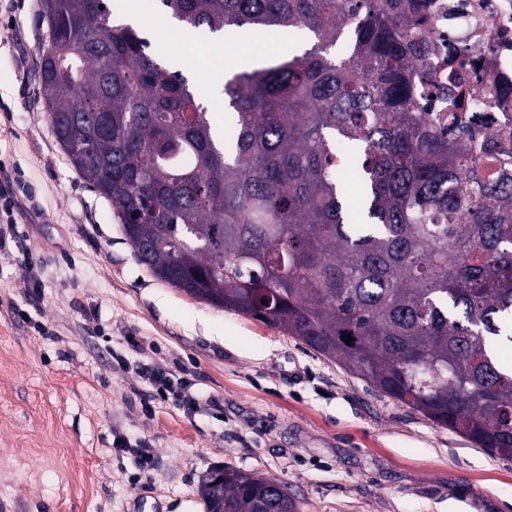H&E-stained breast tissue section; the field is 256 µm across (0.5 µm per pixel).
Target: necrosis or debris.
<instances>
[{
    "mask_svg": "<svg viewBox=\"0 0 512 512\" xmlns=\"http://www.w3.org/2000/svg\"><path fill=\"white\" fill-rule=\"evenodd\" d=\"M429 25L435 56L421 82L426 112L441 114L450 89L467 84L476 91V136L500 132L495 100L499 90L512 88V0H433ZM451 52L458 59L452 71L444 63Z\"/></svg>",
    "mask_w": 512,
    "mask_h": 512,
    "instance_id": "1",
    "label": "necrosis or debris"
}]
</instances>
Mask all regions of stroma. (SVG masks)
Returning a JSON list of instances; mask_svg holds the SVG:
<instances>
[{
	"label": "stroma",
	"instance_id": "stroma-1",
	"mask_svg": "<svg viewBox=\"0 0 512 512\" xmlns=\"http://www.w3.org/2000/svg\"><path fill=\"white\" fill-rule=\"evenodd\" d=\"M45 33L41 0H0V183L18 203L0 256V512H203L221 465L287 483L298 512H512V460L137 261L52 133ZM198 45L256 55L264 40L167 51ZM142 360L191 379L198 406L145 414ZM123 440L152 448L149 470Z\"/></svg>",
	"mask_w": 512,
	"mask_h": 512
}]
</instances>
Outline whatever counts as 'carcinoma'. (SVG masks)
<instances>
[{
  "label": "carcinoma",
  "instance_id": "carcinoma-1",
  "mask_svg": "<svg viewBox=\"0 0 512 512\" xmlns=\"http://www.w3.org/2000/svg\"><path fill=\"white\" fill-rule=\"evenodd\" d=\"M41 6L55 138L153 275L512 460V151L468 134V89L437 120L422 112L429 0H151L182 35H314L224 72L220 112L109 0ZM272 482L224 465L200 496L297 512Z\"/></svg>",
  "mask_w": 512,
  "mask_h": 512
}]
</instances>
